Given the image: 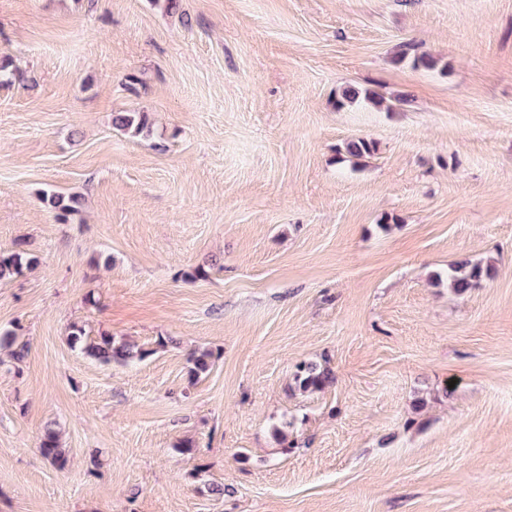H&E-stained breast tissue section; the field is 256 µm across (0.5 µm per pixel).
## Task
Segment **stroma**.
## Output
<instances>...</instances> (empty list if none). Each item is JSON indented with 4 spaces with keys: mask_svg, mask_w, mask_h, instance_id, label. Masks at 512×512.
<instances>
[{
    "mask_svg": "<svg viewBox=\"0 0 512 512\" xmlns=\"http://www.w3.org/2000/svg\"><path fill=\"white\" fill-rule=\"evenodd\" d=\"M1 53L0 252L37 263L0 283L29 345L0 350V512H512V0H0ZM464 259L494 275L459 296ZM73 323L151 354L99 364ZM305 362L335 383L293 390ZM392 60L396 64H409L413 68L425 70H439L444 72L448 64L442 62L431 53L420 50V47L411 41H402L395 45ZM385 100L383 96L377 94L375 91L349 85L336 93L333 106L337 110L361 105L381 107ZM113 127L131 138H147L152 134V127L144 113L117 112L112 119ZM42 201L55 213L58 223L68 224L79 215L84 206V199L80 194H62L53 190L41 192ZM39 449L41 454L49 459L52 464L58 468H64L67 462V451L66 448L62 447L59 433L55 429H47L41 439Z\"/></svg>",
    "mask_w": 512,
    "mask_h": 512,
    "instance_id": "35a3bbf8",
    "label": "stroma"
}]
</instances>
